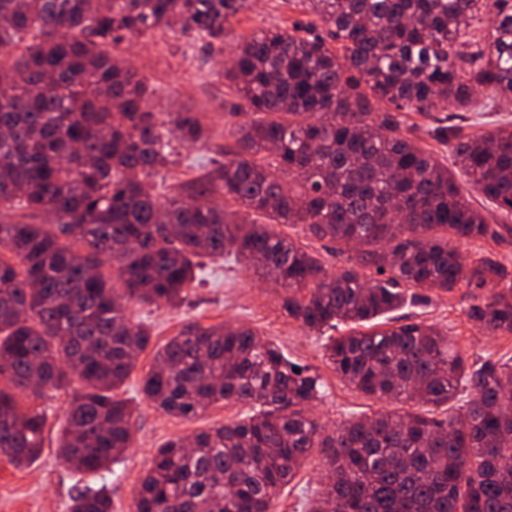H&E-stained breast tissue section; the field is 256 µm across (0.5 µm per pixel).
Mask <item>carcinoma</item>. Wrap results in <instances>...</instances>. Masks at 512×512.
<instances>
[{"label":"carcinoma","instance_id":"obj_1","mask_svg":"<svg viewBox=\"0 0 512 512\" xmlns=\"http://www.w3.org/2000/svg\"><path fill=\"white\" fill-rule=\"evenodd\" d=\"M288 3L311 20L243 38L224 65L254 118L223 165L162 203L149 179L176 159L161 128L197 142L205 116L152 111L146 82L114 50L161 31L221 53L249 0H0V448L31 464L46 416L22 394L77 377L62 463L89 473L120 462L134 409L116 390L152 337L129 307L179 305L197 258L232 253L282 288L303 329L345 328L324 344L341 379L410 409L328 433L311 413L320 384L309 368L251 328L189 324L156 352L145 397L187 419L220 401L251 411L189 448L161 446L130 512H270L314 448L325 482L308 512H512V362L471 363L424 321L356 329L403 307L404 286L465 287L467 320L512 336V270L460 248L512 225L489 223L404 121L465 107L476 89L489 106L512 99V0ZM431 134L512 215V128ZM276 224L304 225L347 265L329 272ZM68 512H112V500L79 490Z\"/></svg>","mask_w":512,"mask_h":512}]
</instances>
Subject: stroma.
<instances>
[{"instance_id": "stroma-1", "label": "stroma", "mask_w": 512, "mask_h": 512, "mask_svg": "<svg viewBox=\"0 0 512 512\" xmlns=\"http://www.w3.org/2000/svg\"><path fill=\"white\" fill-rule=\"evenodd\" d=\"M287 0H250V8L240 15L224 37L225 47H233L242 37L279 27L291 29L301 19ZM121 55L129 59L140 78L148 84L155 111L201 112L209 127L208 137L195 145L174 143L177 163L172 174L179 183L197 180L224 160V149L233 145V131L243 118L231 114L237 102L219 74L223 56L210 53L203 42L170 36L143 37L124 41ZM512 122V102H503L494 112H441L435 116L410 113L407 122L417 128L423 148L432 150L444 164H451L447 147L432 139L428 131L436 124L464 127L466 131L492 132L504 122ZM196 288L190 289L176 309L135 305L133 319L152 329L149 347L137 358L135 370L119 389L121 398L134 408V436L122 463L111 470L80 474L58 458L57 440L66 425L65 411L73 392L81 387L71 379L67 390L44 397L25 399L26 407L45 413L47 423L41 455L29 466L17 468L0 455V512H67L71 496L79 488L106 487L113 512H130L134 491L157 449L164 443L190 437L194 432L243 417L247 406L218 403L200 416L186 420L157 409L145 398L141 383L153 365L155 352L186 325L204 326L225 322L254 328L262 338L274 342L291 361L315 371L322 383L315 414L327 429L364 413L388 409L389 404L365 396L349 387L324 358L326 336L303 330L281 310L278 290L234 256L203 259L197 272ZM466 292L427 293L425 298L407 300L399 317L437 324L473 361L512 357V337H490L467 320ZM324 455L313 450L296 478L284 487L272 503L271 512H308L310 502L321 490L319 471Z\"/></svg>"}]
</instances>
